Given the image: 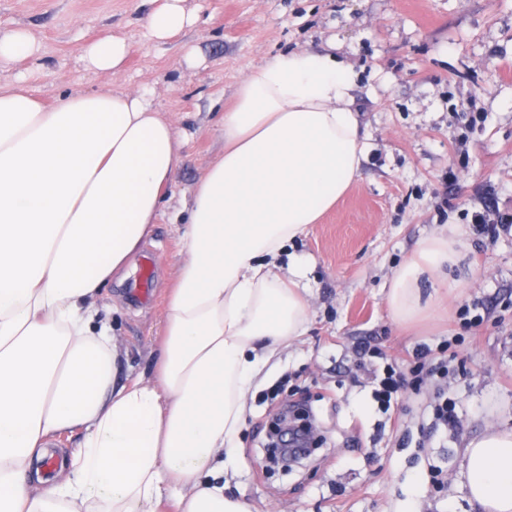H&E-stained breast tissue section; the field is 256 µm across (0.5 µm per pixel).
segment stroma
I'll list each match as a JSON object with an SVG mask.
<instances>
[{
  "label": "stroma",
  "instance_id": "stroma-1",
  "mask_svg": "<svg viewBox=\"0 0 512 512\" xmlns=\"http://www.w3.org/2000/svg\"><path fill=\"white\" fill-rule=\"evenodd\" d=\"M194 29L147 39L153 0H0V28L34 32L50 75L46 101L101 85L148 89L175 127L177 171L150 237L112 279L100 312L122 350L119 379H149L168 292L186 254L182 234L198 182L224 149L223 115L249 68L285 51L327 50L355 74L369 151L360 176L294 243L310 257V314L246 397L241 457L224 492L253 512H478L464 447L487 427L512 428V231L478 232L474 211L512 214V0H187ZM105 33L133 50L113 74L85 70L79 48ZM197 61L187 64V49ZM462 230L444 306L398 324L387 295L394 272L443 226ZM489 318L463 331L459 312ZM448 354L456 427L434 428L433 386L406 388L387 421L370 383L355 382L358 343L410 375L418 345ZM303 411L319 439L303 465L258 468L280 405Z\"/></svg>",
  "mask_w": 512,
  "mask_h": 512
}]
</instances>
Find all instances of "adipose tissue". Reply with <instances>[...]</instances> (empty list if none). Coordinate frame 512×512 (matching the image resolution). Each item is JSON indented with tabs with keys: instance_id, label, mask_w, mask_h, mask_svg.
<instances>
[{
	"instance_id": "obj_1",
	"label": "adipose tissue",
	"mask_w": 512,
	"mask_h": 512,
	"mask_svg": "<svg viewBox=\"0 0 512 512\" xmlns=\"http://www.w3.org/2000/svg\"><path fill=\"white\" fill-rule=\"evenodd\" d=\"M199 22L161 0L142 25L167 42ZM131 42L80 51L96 74ZM40 40L0 30V512H252L215 476L236 469L245 399L305 331L309 262L287 248L356 182L368 153L350 66L333 54H276L236 85L224 152L197 185L187 253L168 297L153 379L117 380L119 346L100 318L114 272L150 235L176 172L174 126L142 91L102 85L44 104ZM456 228L395 273L390 315H422V279L447 280ZM77 436L53 478L33 473L54 437ZM470 499L512 512V429L464 450Z\"/></svg>"
}]
</instances>
